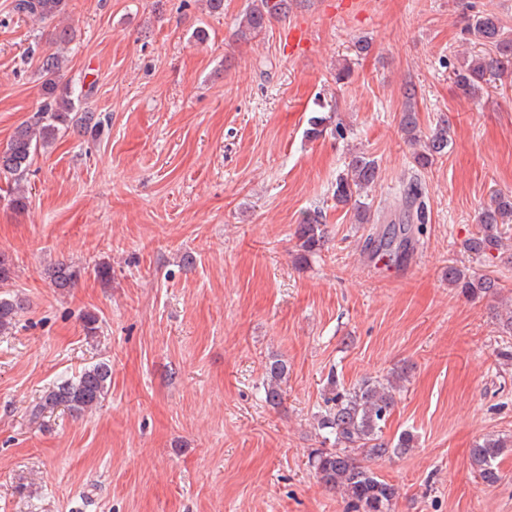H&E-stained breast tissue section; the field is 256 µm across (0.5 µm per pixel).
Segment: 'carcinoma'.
I'll return each instance as SVG.
<instances>
[{
    "label": "carcinoma",
    "mask_w": 512,
    "mask_h": 512,
    "mask_svg": "<svg viewBox=\"0 0 512 512\" xmlns=\"http://www.w3.org/2000/svg\"><path fill=\"white\" fill-rule=\"evenodd\" d=\"M291 0H253L236 32L239 40L247 41L264 31L272 21L285 18ZM65 0H15L13 9L31 19L53 20L65 11ZM468 35L484 50L453 68V82L459 93L470 99L492 83L512 87V33L492 13L475 16L466 28ZM62 59L58 52H43L39 56V73L44 78L43 100L30 120L16 127L5 149L0 151V173L11 176L12 202L18 208L26 206L25 174L34 151L51 146L60 131L99 129L100 115L80 108L94 83L88 87L59 88L56 76ZM333 110L311 117L305 136L311 140L323 137L332 124ZM400 126L409 143L419 147L414 160L421 169L432 166L448 153L451 140L448 120L439 119L430 133L424 135L418 123L416 85H407L400 115ZM379 180V165L373 157L360 152L351 155L346 172L338 175L333 198L336 206L352 205L362 224L370 221L371 206L362 199V190ZM425 222V204L418 182L409 184L405 208L398 218L402 229L398 235L380 238L375 249L387 256L397 252L393 245L407 247L413 240L414 225ZM512 222V195L497 194L479 214L478 234L465 241L467 252L488 257L501 249L504 224ZM325 215L321 211L307 213L295 231L297 261L301 264L317 255L325 242ZM81 270L59 263L49 273L51 284L59 291L74 287ZM448 285L472 299L497 296L499 280L489 275H476L456 266H448ZM24 309L23 300L16 296L0 297V333L9 330L17 314ZM288 362L274 357L266 365L262 383L264 401L278 406L283 400V384L288 379ZM112 372L108 363L98 362L79 375L64 379L45 391L36 412L64 408L72 414L84 415L100 407L111 385ZM400 379L364 380L345 387L336 373L327 376L323 389V410L318 415V427L324 431V447L315 449L309 459L317 481L327 490L341 492L350 512H391L398 487L378 478L371 463L389 457L403 456L415 447L413 433L404 431L391 439L385 428L396 401ZM512 439L486 435L470 450L472 470L486 483L500 479L498 459Z\"/></svg>",
    "instance_id": "obj_1"
}]
</instances>
